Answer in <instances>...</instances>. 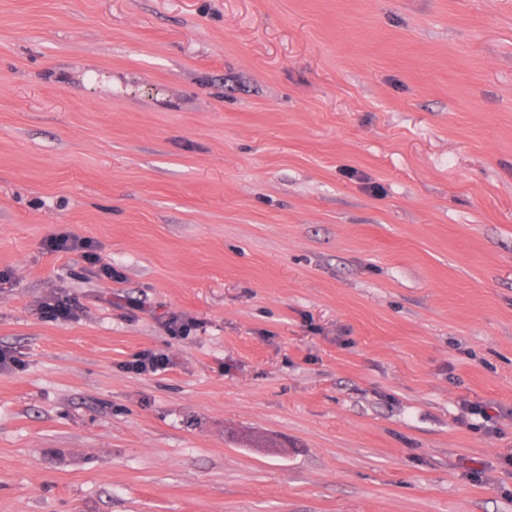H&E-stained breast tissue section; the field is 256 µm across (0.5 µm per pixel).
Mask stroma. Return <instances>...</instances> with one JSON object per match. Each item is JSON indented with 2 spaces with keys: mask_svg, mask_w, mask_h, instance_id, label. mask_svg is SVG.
Segmentation results:
<instances>
[{
  "mask_svg": "<svg viewBox=\"0 0 512 512\" xmlns=\"http://www.w3.org/2000/svg\"><path fill=\"white\" fill-rule=\"evenodd\" d=\"M1 271L0 512H512V0H0ZM45 246L55 252L78 254L86 262L99 265L101 274L108 279L112 280V276L115 275L112 265L103 262L97 243L90 239L81 238L69 232H61L47 239ZM168 363L165 354L146 352L138 355L129 363L128 369L138 374L155 372Z\"/></svg>",
  "mask_w": 512,
  "mask_h": 512,
  "instance_id": "35a3bbf8",
  "label": "stroma"
}]
</instances>
